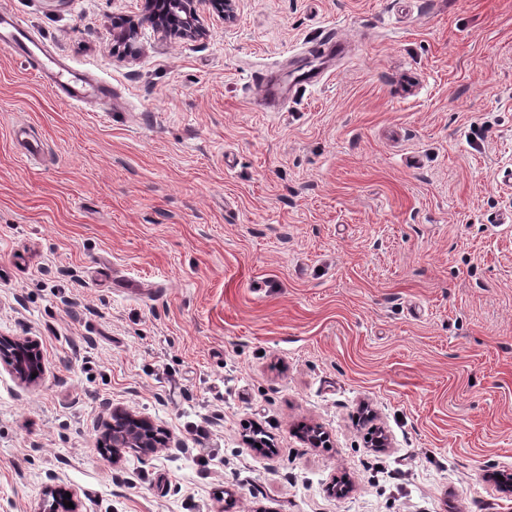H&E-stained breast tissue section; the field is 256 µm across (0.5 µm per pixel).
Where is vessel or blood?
I'll return each instance as SVG.
<instances>
[{
    "label": "vessel or blood",
    "mask_w": 512,
    "mask_h": 512,
    "mask_svg": "<svg viewBox=\"0 0 512 512\" xmlns=\"http://www.w3.org/2000/svg\"><path fill=\"white\" fill-rule=\"evenodd\" d=\"M39 46L38 39L27 24L12 13L0 10V47L31 58ZM345 49L344 42L328 36L321 41L314 61L299 62L285 75L271 70L261 72L258 111H283L299 91L323 84L331 74L336 56L344 53ZM38 69L46 74L50 87L62 94L73 107H80L87 99L93 98L110 104L113 111L122 109L118 93L105 80L70 66L59 65L48 55L39 59Z\"/></svg>",
    "instance_id": "1"
}]
</instances>
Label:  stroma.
<instances>
[{"label":"stroma","mask_w":512,"mask_h":512,"mask_svg":"<svg viewBox=\"0 0 512 512\" xmlns=\"http://www.w3.org/2000/svg\"><path fill=\"white\" fill-rule=\"evenodd\" d=\"M0 8L126 106L0 48V337L42 360L0 362V512H512V0H236L124 59L142 0ZM329 31L334 75L254 111ZM117 413L167 446L112 457ZM38 70L46 76L50 87L62 94L75 108L93 98L104 101V104L112 103V112H124L120 104L121 97L103 79L95 78L86 71L59 65L50 55L39 59Z\"/></svg>","instance_id":"1"}]
</instances>
